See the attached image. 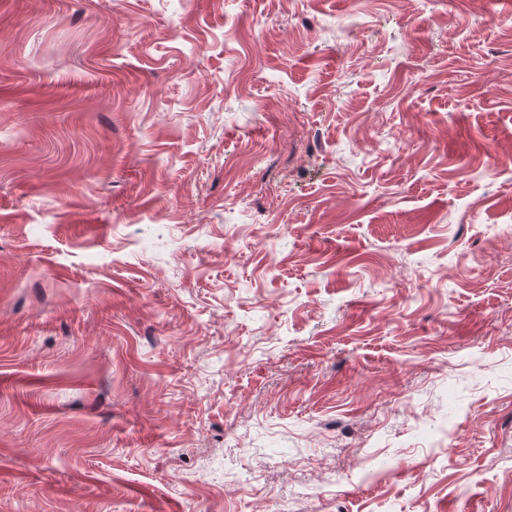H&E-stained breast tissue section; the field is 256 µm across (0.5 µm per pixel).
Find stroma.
<instances>
[{
    "mask_svg": "<svg viewBox=\"0 0 512 512\" xmlns=\"http://www.w3.org/2000/svg\"><path fill=\"white\" fill-rule=\"evenodd\" d=\"M0 512H512V8L0 0Z\"/></svg>",
    "mask_w": 512,
    "mask_h": 512,
    "instance_id": "obj_1",
    "label": "stroma"
}]
</instances>
